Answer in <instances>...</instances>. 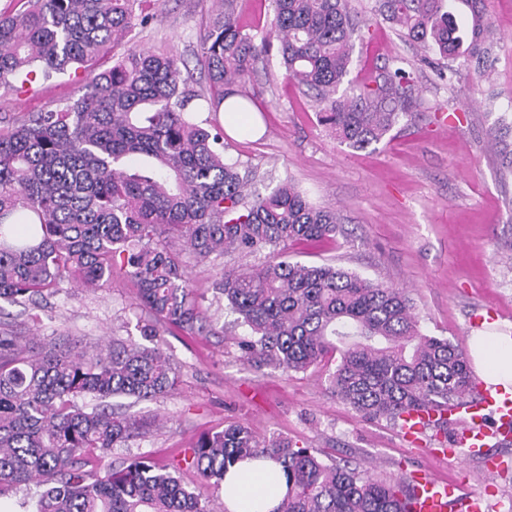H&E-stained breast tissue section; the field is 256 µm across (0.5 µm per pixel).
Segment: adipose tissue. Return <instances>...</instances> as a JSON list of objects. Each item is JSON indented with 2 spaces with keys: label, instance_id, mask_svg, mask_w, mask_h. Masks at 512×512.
<instances>
[{
  "label": "adipose tissue",
  "instance_id": "obj_1",
  "mask_svg": "<svg viewBox=\"0 0 512 512\" xmlns=\"http://www.w3.org/2000/svg\"><path fill=\"white\" fill-rule=\"evenodd\" d=\"M468 350L486 388L512 394V336L476 334L470 336ZM225 483L227 512H275L287 491L279 464L268 459L237 463Z\"/></svg>",
  "mask_w": 512,
  "mask_h": 512
}]
</instances>
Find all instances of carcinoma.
Wrapping results in <instances>:
<instances>
[{"label":"carcinoma","instance_id":"cac0c4a2","mask_svg":"<svg viewBox=\"0 0 512 512\" xmlns=\"http://www.w3.org/2000/svg\"><path fill=\"white\" fill-rule=\"evenodd\" d=\"M0 10V85L48 79L94 65L147 22L144 0H10ZM273 19L255 42L235 0L200 41L211 95L186 88L183 60L128 48L87 91L59 110L0 129V300L37 302L64 280L84 287L112 279L115 257L156 319L148 346L112 340L105 349L35 345L0 329V495L44 487L35 512H208L165 466L134 460L103 476L86 470L146 433L151 422L88 396L135 401L167 394L175 368L156 343L159 328L206 329L182 250L199 260L228 252L285 250L332 238L336 213L294 184L251 194L256 173L224 157L223 132L194 121L239 94L255 64L277 49L284 79L313 94L321 125L355 149L380 143L415 108L416 88L399 61L354 83L350 0H271ZM407 40L444 61L486 73L493 32L484 0H378ZM512 174V123L488 132ZM250 330L243 359L256 369L299 372L337 361L329 389L355 411L397 426L409 411L443 412L476 386L464 350L420 332L404 289L329 264L271 260L224 271L214 285ZM277 462L288 491L274 512H410V481L377 480L346 462L327 464L285 440L260 441L244 424L200 437L184 462L224 485L228 468Z\"/></svg>","mask_w":512,"mask_h":512}]
</instances>
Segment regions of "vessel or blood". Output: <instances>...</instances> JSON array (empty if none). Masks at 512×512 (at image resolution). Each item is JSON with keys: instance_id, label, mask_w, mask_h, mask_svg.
I'll return each mask as SVG.
<instances>
[{"instance_id": "b4317fda", "label": "vessel or blood", "mask_w": 512, "mask_h": 512, "mask_svg": "<svg viewBox=\"0 0 512 512\" xmlns=\"http://www.w3.org/2000/svg\"><path fill=\"white\" fill-rule=\"evenodd\" d=\"M455 445L461 455L483 457L489 439L512 437V398L480 393L458 420ZM458 484L416 473L413 477L414 512H484L482 499L463 496Z\"/></svg>"}]
</instances>
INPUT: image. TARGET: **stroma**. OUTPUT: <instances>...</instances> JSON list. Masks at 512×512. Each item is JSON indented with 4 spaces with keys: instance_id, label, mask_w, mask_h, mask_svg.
<instances>
[{
    "instance_id": "35a3bbf8",
    "label": "stroma",
    "mask_w": 512,
    "mask_h": 512,
    "mask_svg": "<svg viewBox=\"0 0 512 512\" xmlns=\"http://www.w3.org/2000/svg\"><path fill=\"white\" fill-rule=\"evenodd\" d=\"M375 5V0H351L363 33L351 75L360 80L384 61L400 60L418 90L419 105L411 115L380 144L364 150L341 144L318 124L313 98L284 80L273 52L242 89L263 133L225 137L224 154L255 171L253 191L266 194L288 180L315 205L336 212L335 238L290 245L283 259L329 263L406 289L421 331L462 347L479 328L512 334V174L500 169L487 143L489 127L501 115L512 116V0L484 2L496 38L487 80L465 70L440 79L423 62L422 47L402 38ZM221 7L220 0L148 5L149 24L136 26L128 42L155 54L182 55L190 89L207 92L199 40ZM89 79V72L70 69L18 90L0 86V122L71 103L84 94ZM268 259L265 250L188 259L191 284L212 329L190 334L164 327L162 349L177 372V386L152 401L109 399L111 407L159 423L114 449L106 463L144 457L176 468L183 485L212 512H223V490L184 466L183 459L200 435L239 422L260 440L283 438L296 449L314 448L325 462L343 458L379 479L424 470L460 484L462 494H485L487 512H512V441L492 444L490 452L501 466L489 472L482 460L444 455L451 442L434 429L411 441L389 421L362 417L330 392L326 366L284 374L243 361L239 343L249 331L228 330L233 316L213 283L222 269L257 267ZM489 309L493 319L472 323L473 314ZM154 322L120 269L93 290L61 282L37 307L0 302V323L36 341L53 336L93 347L139 337L141 327Z\"/></svg>"
}]
</instances>
